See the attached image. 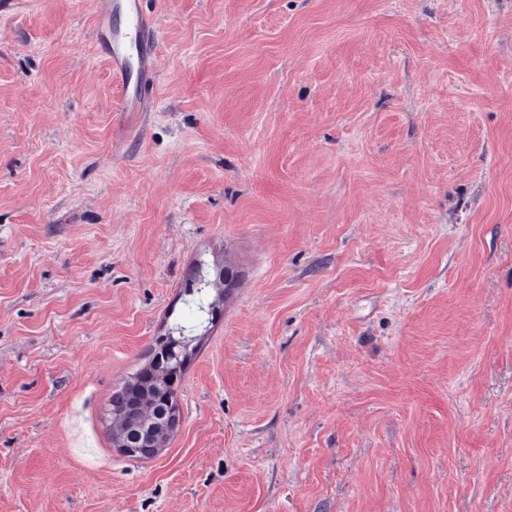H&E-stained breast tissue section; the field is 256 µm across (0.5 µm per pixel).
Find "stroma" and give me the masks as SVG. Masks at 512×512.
<instances>
[{
    "mask_svg": "<svg viewBox=\"0 0 512 512\" xmlns=\"http://www.w3.org/2000/svg\"><path fill=\"white\" fill-rule=\"evenodd\" d=\"M0 0V512H512V0ZM238 274L152 460L110 401ZM143 3L144 0L95 2L94 36L112 75L122 82L123 94L118 106L122 112L149 111V88L157 79L155 59L159 29L144 10ZM113 11L124 16L123 27L112 26Z\"/></svg>",
    "mask_w": 512,
    "mask_h": 512,
    "instance_id": "obj_1",
    "label": "stroma"
}]
</instances>
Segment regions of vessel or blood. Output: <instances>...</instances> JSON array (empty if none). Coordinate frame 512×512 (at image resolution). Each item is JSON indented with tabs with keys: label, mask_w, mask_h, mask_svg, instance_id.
<instances>
[{
	"label": "vessel or blood",
	"mask_w": 512,
	"mask_h": 512,
	"mask_svg": "<svg viewBox=\"0 0 512 512\" xmlns=\"http://www.w3.org/2000/svg\"><path fill=\"white\" fill-rule=\"evenodd\" d=\"M144 0H96L94 36L113 76L123 85L118 109L145 112L150 107L149 89L157 79L155 59L160 42L154 19L143 8ZM125 18L123 27L112 25L113 13Z\"/></svg>",
	"instance_id": "vessel-or-blood-1"
}]
</instances>
